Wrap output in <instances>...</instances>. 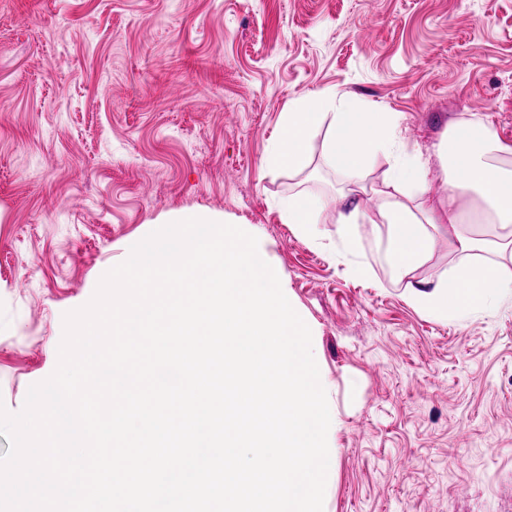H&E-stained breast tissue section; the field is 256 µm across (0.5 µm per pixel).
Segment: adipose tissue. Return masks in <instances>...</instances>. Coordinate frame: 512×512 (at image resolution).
<instances>
[{"mask_svg": "<svg viewBox=\"0 0 512 512\" xmlns=\"http://www.w3.org/2000/svg\"><path fill=\"white\" fill-rule=\"evenodd\" d=\"M319 134L324 137L325 166L341 173L348 184H358L382 160L388 184L413 195V205L390 202L380 209L389 227L386 260L396 278H404L433 252L436 232L443 228L450 248L466 253L494 245L512 252V146L502 143L483 121L457 123L437 144L448 182V198L439 203L429 196L430 165L403 146L395 113L329 89L300 96L282 114L263 172L305 170L310 141ZM329 205L326 196L306 192L278 202L284 223L296 225L307 237L319 235ZM463 224L475 225L476 233L461 234ZM486 227L492 230L487 238L480 234ZM423 297L434 317H469L512 300V277L496 265L467 263L431 282Z\"/></svg>", "mask_w": 512, "mask_h": 512, "instance_id": "adipose-tissue-1", "label": "adipose tissue"}]
</instances>
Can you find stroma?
Segmentation results:
<instances>
[{"label":"stroma","instance_id":"35a3bbf8","mask_svg":"<svg viewBox=\"0 0 512 512\" xmlns=\"http://www.w3.org/2000/svg\"><path fill=\"white\" fill-rule=\"evenodd\" d=\"M333 89L395 113L429 157L481 117L512 144V0H0V403L58 362L65 313L164 218L222 214L257 237L312 328L338 428L323 512H512V307L432 317L422 284L467 262L440 238L395 279L385 164L366 173L353 276L339 213L306 238L277 201L338 199L323 136L263 176L283 112Z\"/></svg>","mask_w":512,"mask_h":512}]
</instances>
